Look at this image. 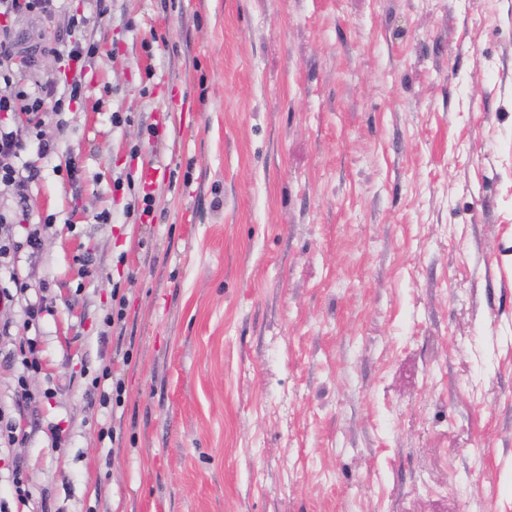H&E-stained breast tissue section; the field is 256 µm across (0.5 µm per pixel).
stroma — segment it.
Masks as SVG:
<instances>
[{
  "label": "stroma",
  "mask_w": 512,
  "mask_h": 512,
  "mask_svg": "<svg viewBox=\"0 0 512 512\" xmlns=\"http://www.w3.org/2000/svg\"><path fill=\"white\" fill-rule=\"evenodd\" d=\"M76 14L0 198L5 512H512V0H62L24 85ZM62 49L54 48L53 53L58 60V62L64 63L60 65L66 79L68 78V71L73 72L78 69L82 70V61L86 57L95 54V47L93 44H84L79 41H70L69 43H64Z\"/></svg>",
  "instance_id": "1"
}]
</instances>
